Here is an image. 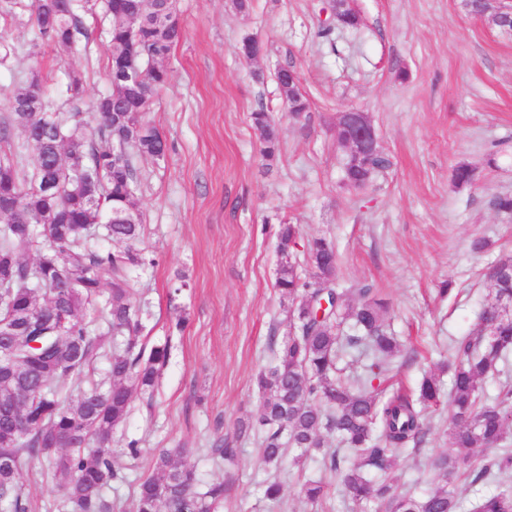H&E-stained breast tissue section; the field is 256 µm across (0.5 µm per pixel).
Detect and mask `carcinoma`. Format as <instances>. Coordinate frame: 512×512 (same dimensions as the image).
Masks as SVG:
<instances>
[{
	"label": "carcinoma",
	"instance_id": "carcinoma-1",
	"mask_svg": "<svg viewBox=\"0 0 512 512\" xmlns=\"http://www.w3.org/2000/svg\"><path fill=\"white\" fill-rule=\"evenodd\" d=\"M97 0H32L29 23L36 45L69 51L89 41L84 17ZM333 11L346 28L358 26L348 0H334ZM111 18L106 77L108 89L95 98L92 120L79 112H56L46 90L34 79L8 99L9 116L0 123V201L9 198L13 223L0 222V335L22 340L7 361L25 372L0 373V503L12 512H28L19 484L24 457L46 463L55 476L68 479L59 512H115L107 495L117 472L112 461V432L126 419L135 393L152 394L170 354L169 343L150 351L139 345L143 308L131 272L155 259L137 243L142 224L133 208L137 180L134 158L160 159L167 140L147 119L160 91L169 83L164 64L183 37L170 21L173 0H103ZM130 59L137 80L114 75L118 63ZM277 78L295 117L307 112V102L288 92V73ZM61 93L74 104L82 99L79 78L68 76ZM260 132L262 154L272 157L280 140L264 109L252 113ZM25 137L23 151L11 146L10 128ZM375 154L360 170L343 166V182L351 188L369 184L387 166ZM297 224H282L277 235L281 263L275 287L288 299L289 331L273 342V357L256 377L261 408L238 423L239 435L260 439L261 460L267 470L281 468L290 449L298 458L319 456L339 474L348 498L358 507L375 504L374 512H457L458 458L440 456L433 466L443 484L418 499L401 494L393 480L371 475L394 469L407 449H417L427 434L426 411L442 393L440 374L426 372L416 390L394 392L374 381L381 379L401 344L389 335L386 303L372 288L339 287L340 264L334 242H308L304 262L314 270L310 281L294 260L299 245ZM35 254L33 261L23 258ZM112 274L104 291L100 273ZM492 301L482 325L456 348L449 393V441L455 448H490L512 440V387L490 401L482 382L512 351V257L489 268ZM336 301V310L318 317L317 296ZM112 337V348L105 338ZM348 357L368 361L365 371L343 376L339 364ZM106 364L105 377L95 364ZM23 409L29 429L19 437L9 414ZM50 427L62 435L60 448H42L41 432ZM332 434L343 450L357 456L343 467L340 449L326 447ZM235 441L214 439L210 458L233 462ZM183 448L165 449L154 457L156 475L140 480L133 512H217L229 484L203 483L181 461ZM488 475L500 480L493 495L476 500L471 512H512V453L473 467L467 476L476 482Z\"/></svg>",
	"mask_w": 512,
	"mask_h": 512
}]
</instances>
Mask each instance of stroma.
<instances>
[{
    "label": "stroma",
    "mask_w": 512,
    "mask_h": 512,
    "mask_svg": "<svg viewBox=\"0 0 512 512\" xmlns=\"http://www.w3.org/2000/svg\"><path fill=\"white\" fill-rule=\"evenodd\" d=\"M175 0L185 34L166 65L168 88L149 119L170 150L140 157L133 205L144 227L142 248L155 266L134 272L146 309L140 342L170 343L153 396L134 395L112 436L124 467L108 490L131 507L133 488L153 475V455L185 447V463L208 482L230 479L222 512H358L338 476L320 460L285 461L279 503L267 501L268 477L254 439L233 464L213 462L215 436H234L239 419L256 414L254 376L270 356V339L288 331V301L275 281L278 224L300 225L303 239L332 238L348 288L369 284L387 303L389 330L405 344L391 365L405 386L455 355L453 344L479 322L491 297L487 268L512 256V214L494 200L512 194V32L468 13L464 0H350L354 29L332 17L331 0ZM87 49L58 51L31 43L26 18L0 19V120L12 92L39 74L62 111L66 74L81 77L87 111L107 88L104 15L85 19ZM262 42L255 60L238 48ZM294 68L309 103L295 121L276 81ZM270 111L280 135L273 158L260 152L251 114ZM367 113L389 158L362 189L342 182L346 150L333 131L341 112ZM471 166V185L455 187L452 171ZM489 248L474 252L471 242ZM451 294H441L443 283ZM183 330H176L177 319ZM419 451H405L392 476L399 491L425 496L438 484L432 459L454 452L474 464L497 448L451 449L448 408L427 419ZM140 454H125L129 440ZM42 461L23 458L20 482L30 512H48L64 493L62 477H44ZM322 481L313 505L301 488Z\"/></svg>",
    "instance_id": "obj_1"
}]
</instances>
